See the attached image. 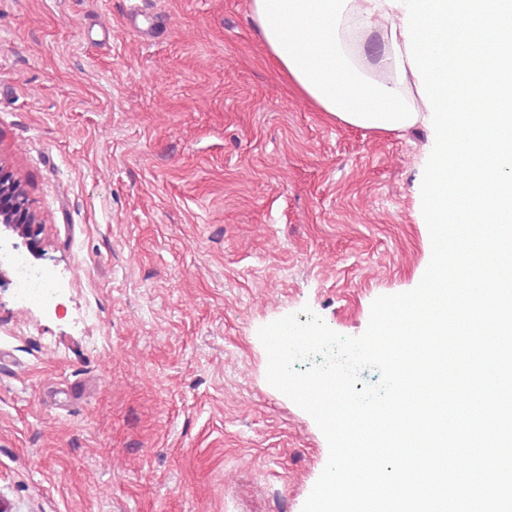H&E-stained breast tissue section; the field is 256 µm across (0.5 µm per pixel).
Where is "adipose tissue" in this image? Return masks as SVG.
I'll return each instance as SVG.
<instances>
[{
	"label": "adipose tissue",
	"mask_w": 512,
	"mask_h": 512,
	"mask_svg": "<svg viewBox=\"0 0 512 512\" xmlns=\"http://www.w3.org/2000/svg\"><path fill=\"white\" fill-rule=\"evenodd\" d=\"M250 12L268 54L320 111L380 132L427 122L403 8L385 0H251Z\"/></svg>",
	"instance_id": "ef3b65f1"
}]
</instances>
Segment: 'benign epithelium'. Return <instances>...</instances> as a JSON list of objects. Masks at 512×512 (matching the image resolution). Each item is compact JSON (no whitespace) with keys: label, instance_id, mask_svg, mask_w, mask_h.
<instances>
[{"label":"benign epithelium","instance_id":"1","mask_svg":"<svg viewBox=\"0 0 512 512\" xmlns=\"http://www.w3.org/2000/svg\"><path fill=\"white\" fill-rule=\"evenodd\" d=\"M22 239L34 254L46 246V224L33 209L27 185L21 176L0 159V231Z\"/></svg>","mask_w":512,"mask_h":512}]
</instances>
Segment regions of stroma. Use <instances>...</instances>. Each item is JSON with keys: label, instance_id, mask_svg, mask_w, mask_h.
<instances>
[{"label": "stroma", "instance_id": "35a3bbf8", "mask_svg": "<svg viewBox=\"0 0 512 512\" xmlns=\"http://www.w3.org/2000/svg\"><path fill=\"white\" fill-rule=\"evenodd\" d=\"M434 145L319 111L250 0H0V157L59 292L0 272V512H303L329 446L259 331L357 337L420 284ZM8 257L16 273L19 300L24 304L36 302L51 307L57 299V293L47 275L28 266L25 257L17 250L8 251Z\"/></svg>", "mask_w": 512, "mask_h": 512}]
</instances>
